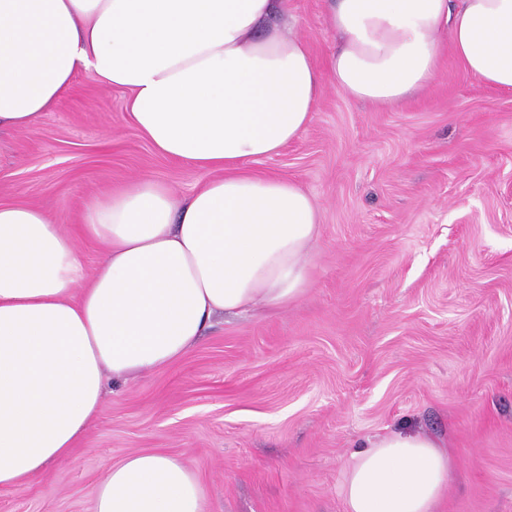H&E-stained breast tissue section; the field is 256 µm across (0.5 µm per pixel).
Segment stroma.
<instances>
[{"label":"stroma","mask_w":512,"mask_h":512,"mask_svg":"<svg viewBox=\"0 0 512 512\" xmlns=\"http://www.w3.org/2000/svg\"><path fill=\"white\" fill-rule=\"evenodd\" d=\"M324 65L327 0H289ZM126 96L79 74L31 131L0 130V201L73 227L94 196L150 178L183 197L204 171L158 154ZM259 171L321 208L308 289L214 324L182 361L107 384L71 457L0 490V512H94L106 467L153 450L198 473L207 512H345L366 438L445 441L438 512H512V92L438 78L395 106L324 81L310 125Z\"/></svg>","instance_id":"1"}]
</instances>
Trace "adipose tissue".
Masks as SVG:
<instances>
[{"mask_svg":"<svg viewBox=\"0 0 512 512\" xmlns=\"http://www.w3.org/2000/svg\"><path fill=\"white\" fill-rule=\"evenodd\" d=\"M326 71L294 34L288 0H0V128L33 129L78 72L126 95L162 155L210 172L186 199L135 179L69 229L0 202V489L66 461L107 381L186 356L221 314L297 302L319 235L316 201L254 173L305 131L322 75L391 106L430 85L445 49L483 85L512 91V0H328ZM101 246L87 272L78 239ZM442 441L391 431L355 452L346 512H436ZM96 512H206L183 461L157 452L107 467Z\"/></svg>","mask_w":512,"mask_h":512,"instance_id":"adipose-tissue-1","label":"adipose tissue"}]
</instances>
